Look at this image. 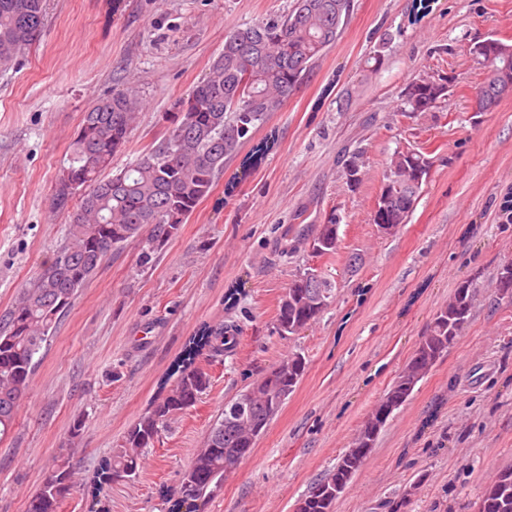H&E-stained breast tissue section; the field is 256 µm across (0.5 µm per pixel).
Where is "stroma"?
<instances>
[{
    "instance_id": "1",
    "label": "stroma",
    "mask_w": 512,
    "mask_h": 512,
    "mask_svg": "<svg viewBox=\"0 0 512 512\" xmlns=\"http://www.w3.org/2000/svg\"><path fill=\"white\" fill-rule=\"evenodd\" d=\"M294 0H47V23L9 69H0V316L50 260L77 199L56 188L70 145L94 102L120 90L143 101L121 169L170 125L176 99L224 49V31L285 15ZM353 0L336 44L254 136L256 164L227 160L224 174L179 234L139 262V242L114 252L77 293L39 353L11 433L0 440V512H26L56 457L78 482L61 512H169L183 472L225 404L291 353L306 358L297 390L206 512H293L332 473L408 363L435 313L460 282L476 286L456 344L381 429L335 512H477L485 486L512 467V302L497 298L512 262V94L473 109L484 69L477 41L512 45V0ZM380 52L369 73L364 61ZM449 80L426 112L403 111L413 80ZM357 88L351 106L345 89ZM427 152L431 174L407 224L380 233L373 208L391 156ZM363 151L357 187L345 154ZM340 222L335 255L308 239ZM333 285L318 320L295 335L276 329L277 306L307 269ZM230 331L234 350H202L210 377L176 415L136 477L99 484L127 429L176 380L193 337ZM83 420L78 446L68 431ZM414 495L406 490L412 483Z\"/></svg>"
}]
</instances>
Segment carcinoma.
<instances>
[{
    "instance_id": "carcinoma-1",
    "label": "carcinoma",
    "mask_w": 512,
    "mask_h": 512,
    "mask_svg": "<svg viewBox=\"0 0 512 512\" xmlns=\"http://www.w3.org/2000/svg\"><path fill=\"white\" fill-rule=\"evenodd\" d=\"M352 11V0H295L284 16L237 26L224 34V50L207 77L175 101L173 119L164 137L147 147L129 165L107 177L112 158L129 141L140 109L138 97L122 90L102 98L84 114L73 140L69 179L81 188L79 205L63 241L51 260L21 289L0 326V436L12 429L18 408L27 395L38 365L36 356L53 335L57 323L72 306L77 291L92 279L114 251L127 242L141 245L140 261L148 263L179 232L224 172L225 160L251 140L253 129L279 111L315 63L340 37ZM46 0H0V67L7 68L41 34ZM497 66L481 90L512 83V46L495 41ZM448 85L430 77L407 85L404 100L413 112H424L447 96ZM391 160L390 189L395 194L386 221L406 224L419 198L411 184L412 170L430 164L420 151L412 159ZM311 252L336 253V216L318 226L310 239ZM332 283L316 270L300 275L280 299L277 329L294 334L314 322L322 310L317 302L332 295ZM472 288L457 287L441 307L408 365L435 364L448 354L469 322ZM212 355L221 356L236 345V337L200 338ZM306 370L305 357L293 353L255 379L246 389L257 394L246 405L236 398L224 416L215 420L181 477V503L187 512H203L224 485L225 467L242 462L256 439L245 431L254 424L266 431ZM420 381L415 371H403L383 399L402 406ZM209 375L200 368L181 370L175 385L128 429L122 450L99 474L103 482L139 472L144 450L177 413L192 407L208 388ZM368 454H342L334 472L314 483L294 505V512H335L336 501ZM54 470L63 476L55 484L42 483L29 498L27 512H60L63 499L75 486L69 461L60 459ZM478 512H512V469L500 470L485 487Z\"/></svg>"
}]
</instances>
